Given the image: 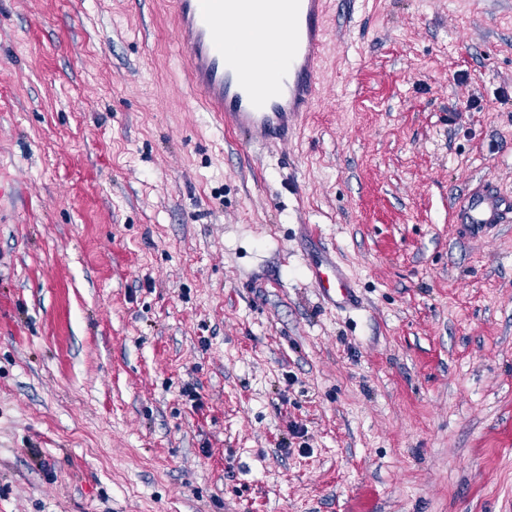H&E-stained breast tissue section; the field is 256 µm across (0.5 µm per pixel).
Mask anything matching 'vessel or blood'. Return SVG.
I'll use <instances>...</instances> for the list:
<instances>
[{"instance_id":"vessel-or-blood-1","label":"vessel or blood","mask_w":512,"mask_h":512,"mask_svg":"<svg viewBox=\"0 0 512 512\" xmlns=\"http://www.w3.org/2000/svg\"><path fill=\"white\" fill-rule=\"evenodd\" d=\"M326 13L327 0H174L176 44L201 104L247 144L293 136L297 117L311 111L320 84ZM254 19L268 24L267 34L246 52L231 51L228 41ZM264 57L280 59L276 77L259 71ZM505 203L492 188L466 193L453 206L452 222L461 236L484 235L512 220ZM309 271L324 299L356 306L351 280L327 252L317 254Z\"/></svg>"}]
</instances>
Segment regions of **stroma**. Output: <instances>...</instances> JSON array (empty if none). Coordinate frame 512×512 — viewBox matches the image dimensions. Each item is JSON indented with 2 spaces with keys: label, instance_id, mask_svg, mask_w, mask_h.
Segmentation results:
<instances>
[{
  "label": "stroma",
  "instance_id": "obj_1",
  "mask_svg": "<svg viewBox=\"0 0 512 512\" xmlns=\"http://www.w3.org/2000/svg\"><path fill=\"white\" fill-rule=\"evenodd\" d=\"M327 26L250 146L170 0H0V512H512V223L449 222L512 196V0ZM497 190L486 188L463 194L461 201L454 203L452 223L456 224L462 237H478L488 233L498 224H507L511 218L510 199ZM504 205V208H503ZM308 269L324 299L340 307L356 306L358 297L351 280L326 251L317 254Z\"/></svg>",
  "mask_w": 512,
  "mask_h": 512
}]
</instances>
